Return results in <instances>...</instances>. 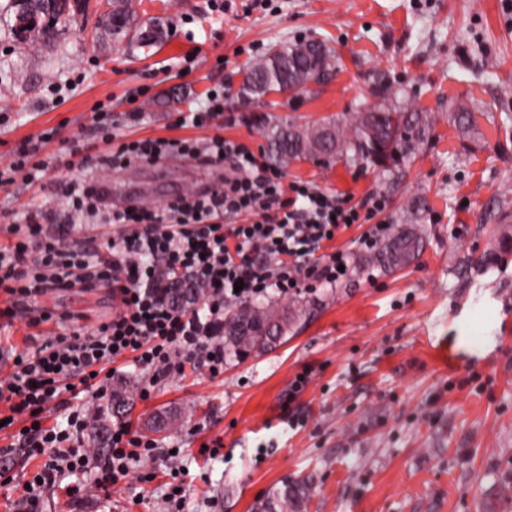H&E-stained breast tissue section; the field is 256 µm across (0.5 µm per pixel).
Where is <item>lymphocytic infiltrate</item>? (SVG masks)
Masks as SVG:
<instances>
[{"label": "lymphocytic infiltrate", "instance_id": "1", "mask_svg": "<svg viewBox=\"0 0 512 512\" xmlns=\"http://www.w3.org/2000/svg\"><path fill=\"white\" fill-rule=\"evenodd\" d=\"M54 137L50 131L27 138L0 169V184L41 181L48 165L38 153ZM172 153L203 164L224 161L232 173L203 195L179 198L159 211L104 209L92 182H74L63 192V209L35 212L24 226H10L11 240L0 247V291L8 296L0 320L22 316L32 328L49 322L55 317L51 312H35L28 303L55 289L105 286L120 301L118 312L91 331L62 333L14 353L10 373L0 377V403L14 428V447L44 460L21 487L25 512H43L47 492L59 485L79 494L77 478L85 474L98 489L110 491L136 464L162 455L155 440L126 424L112 428L105 452L83 447L88 420L75 399L110 398L112 363L125 360L144 373L139 387L144 399L160 381L189 367L218 377L224 373L227 306L270 290L289 297L349 275V253H328L324 245L359 222L357 208L307 183L284 184L282 170L249 156L244 144L223 135L202 144L146 138L120 143L109 154L75 140L56 162L99 170ZM242 213L252 215V222H220ZM85 215L120 226L110 255L89 252L45 229L49 221L75 226ZM185 278L202 293L177 308L167 300V287ZM55 318L67 320L63 314ZM62 407L68 411L65 424H47V412Z\"/></svg>", "mask_w": 512, "mask_h": 512}]
</instances>
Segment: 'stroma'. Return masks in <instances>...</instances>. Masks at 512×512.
<instances>
[{
    "instance_id": "stroma-1",
    "label": "stroma",
    "mask_w": 512,
    "mask_h": 512,
    "mask_svg": "<svg viewBox=\"0 0 512 512\" xmlns=\"http://www.w3.org/2000/svg\"><path fill=\"white\" fill-rule=\"evenodd\" d=\"M244 0L218 10L214 0H141L142 17L161 18L166 39L150 52L128 51L99 22L106 0H90L57 46L17 43L0 14V166L22 140L54 129L42 159L62 140L91 136L92 115L112 114L121 140L164 137L205 142L215 133L268 158L262 120L308 124L348 121L383 88L407 89L432 114L434 130L415 160L390 179L370 167L311 161L285 166L304 181L362 207L383 195L392 225L411 199L428 203L422 252L383 272L359 248L374 216L340 230L326 252L351 255V274L328 288L302 291L304 313L273 351L224 367L223 376L159 383L149 399L132 396L122 420L140 434L160 412L179 425L156 435L176 446L175 460L153 462V482L129 479L111 496L85 484L78 497L56 489L45 512H163L171 466L186 488L185 512H255L281 480L306 477L302 512H512V255L491 264L490 250L512 238V14L502 0ZM319 38L336 52V74L314 92L248 103L237 96L243 72L271 46ZM180 99H171L172 90ZM224 93L217 125L175 126L178 113L201 109L209 91ZM477 127L457 129L458 104ZM167 180V159L113 168L115 206L163 208L204 192L216 170L182 157ZM82 170L50 168L43 183L0 187V216L15 219L61 203ZM33 307L70 314L88 329L118 307L107 288L55 290ZM30 331L25 319L0 327V376ZM311 381L288 389L302 371ZM222 439V455L207 443ZM10 481L0 484V512H25L16 490L36 462L15 451L0 456Z\"/></svg>"
}]
</instances>
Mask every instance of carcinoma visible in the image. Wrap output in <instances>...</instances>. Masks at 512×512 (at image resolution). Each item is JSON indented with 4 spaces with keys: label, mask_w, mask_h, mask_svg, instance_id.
Returning <instances> with one entry per match:
<instances>
[{
    "label": "carcinoma",
    "mask_w": 512,
    "mask_h": 512,
    "mask_svg": "<svg viewBox=\"0 0 512 512\" xmlns=\"http://www.w3.org/2000/svg\"><path fill=\"white\" fill-rule=\"evenodd\" d=\"M108 6L110 10L102 23L112 40H126L130 49L156 46L155 40L143 39L140 34L149 29L162 34L160 23L153 17L140 21L137 0H110ZM75 21L69 0H59L53 26L38 31L29 43L49 48ZM335 67V51L322 40L285 44L245 71L241 97L260 100L272 90L284 89L299 94L307 90L308 84L321 83V78L332 74ZM452 119L463 129L476 125L475 113L464 105L456 108ZM264 124L270 160L275 164L318 158L326 166L343 160L349 164L371 165L389 173L412 159L433 130L431 113L418 109L407 96L396 94L383 96L379 104L356 113L343 124L330 118L299 127L267 120ZM425 210V201L411 202L409 223L398 228L367 263L385 272L410 263L424 245L425 229L418 225V215ZM197 296L198 289L189 282L169 289V297L178 307ZM302 311V305L296 300L282 307L269 302H246L227 308L224 312V362L242 361L280 346ZM310 491L308 478L287 479L259 503L257 512H301Z\"/></svg>",
    "instance_id": "carcinoma-1"
}]
</instances>
